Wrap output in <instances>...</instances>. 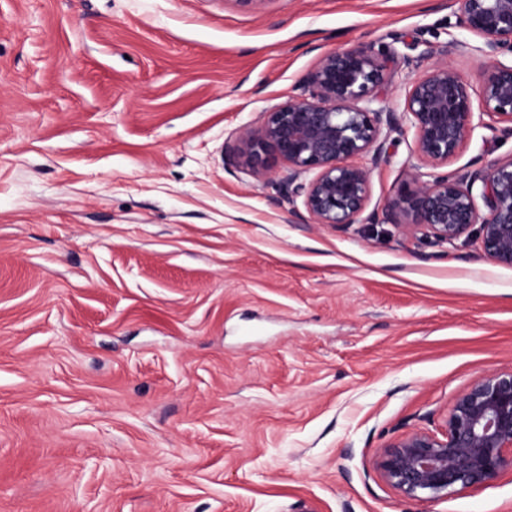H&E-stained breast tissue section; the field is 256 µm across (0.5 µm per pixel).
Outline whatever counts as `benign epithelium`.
I'll use <instances>...</instances> for the list:
<instances>
[{
    "label": "benign epithelium",
    "mask_w": 512,
    "mask_h": 512,
    "mask_svg": "<svg viewBox=\"0 0 512 512\" xmlns=\"http://www.w3.org/2000/svg\"><path fill=\"white\" fill-rule=\"evenodd\" d=\"M459 26L480 38L488 63L472 84L448 63L466 48L452 39L439 47L442 60L410 79L401 111L382 106V93L396 70L413 72L419 57L393 45L379 50L336 49L321 55L300 80L299 93L263 112L257 128L238 133L224 163L243 164L266 175L270 161L288 166V200L303 198L316 224L373 222L364 215L371 194V171L390 158V136L414 130L416 162L404 170L412 185L388 199L385 214L402 212L442 241L479 225L485 256L512 267V158L473 173L427 174L424 167L448 165L484 116L503 124L512 137V0H461ZM485 212L476 205L473 189ZM512 473V369H494L460 394L438 437L412 432L386 447L381 477L406 499L438 502L488 485Z\"/></svg>",
    "instance_id": "1"
}]
</instances>
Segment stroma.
<instances>
[{
    "mask_svg": "<svg viewBox=\"0 0 512 512\" xmlns=\"http://www.w3.org/2000/svg\"><path fill=\"white\" fill-rule=\"evenodd\" d=\"M458 0H0V512H512L381 478L512 368V268L403 213L314 223L227 142L319 56L479 38ZM412 129L371 173L400 189ZM512 157L476 128L449 170Z\"/></svg>",
    "mask_w": 512,
    "mask_h": 512,
    "instance_id": "stroma-1",
    "label": "stroma"
}]
</instances>
